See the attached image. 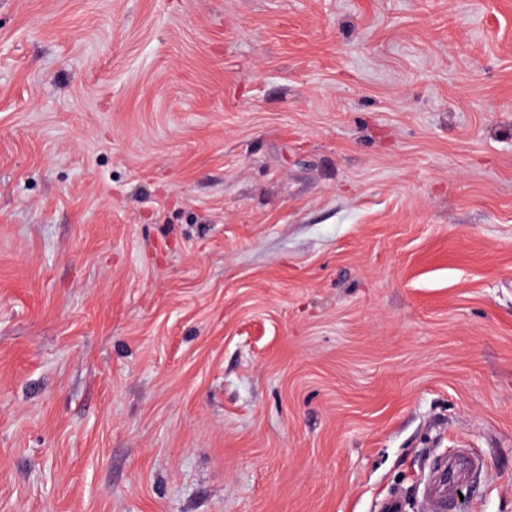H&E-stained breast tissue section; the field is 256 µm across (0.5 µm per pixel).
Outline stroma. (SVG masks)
<instances>
[{
  "label": "stroma",
  "instance_id": "1",
  "mask_svg": "<svg viewBox=\"0 0 512 512\" xmlns=\"http://www.w3.org/2000/svg\"><path fill=\"white\" fill-rule=\"evenodd\" d=\"M512 512V0H0V512ZM478 465L479 461L464 451L454 456V463H448L445 460L436 464L431 482L444 481L448 470L447 486L429 487V492L436 498L439 508L447 507V512H458L460 510V490L468 482L472 471Z\"/></svg>",
  "mask_w": 512,
  "mask_h": 512
}]
</instances>
